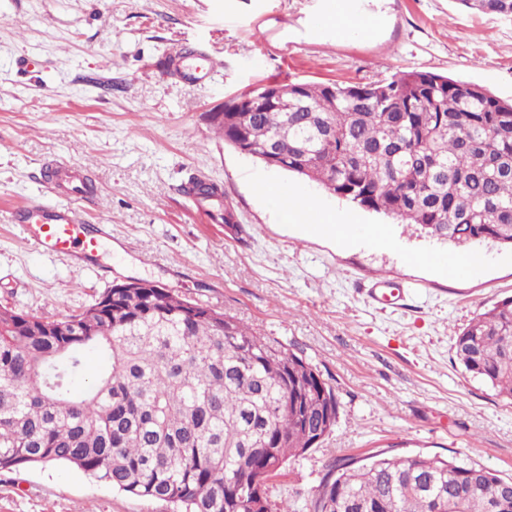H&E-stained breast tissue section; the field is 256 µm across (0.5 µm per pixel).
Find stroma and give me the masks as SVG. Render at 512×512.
<instances>
[{"instance_id": "1", "label": "stroma", "mask_w": 512, "mask_h": 512, "mask_svg": "<svg viewBox=\"0 0 512 512\" xmlns=\"http://www.w3.org/2000/svg\"><path fill=\"white\" fill-rule=\"evenodd\" d=\"M330 0H0V308L51 319L77 314L116 283L146 279L235 316L288 345L336 392V429L289 461L276 494L314 512L330 464L385 450L457 457L512 476V403L457 361L456 336L512 295V250L460 251L390 216L348 204L307 178L226 144L213 115L268 82H387L439 73L512 99V17L457 0H352L378 15L366 36L316 27ZM205 53L196 82L170 58ZM68 162L92 191L89 224L109 225L93 263L42 253L10 213L67 196L46 165ZM219 184L222 202L183 190ZM352 220L354 243L283 223L258 179ZM228 206L234 221L216 220ZM384 230L374 238V227ZM386 303L364 289L377 275ZM0 512H171L64 464L0 472Z\"/></svg>"}]
</instances>
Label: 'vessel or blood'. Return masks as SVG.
Wrapping results in <instances>:
<instances>
[{
    "mask_svg": "<svg viewBox=\"0 0 512 512\" xmlns=\"http://www.w3.org/2000/svg\"><path fill=\"white\" fill-rule=\"evenodd\" d=\"M27 240L46 253L81 263L98 256L103 236L88 224L83 206L76 203H32L13 213Z\"/></svg>",
    "mask_w": 512,
    "mask_h": 512,
    "instance_id": "b4317fda",
    "label": "vessel or blood"
}]
</instances>
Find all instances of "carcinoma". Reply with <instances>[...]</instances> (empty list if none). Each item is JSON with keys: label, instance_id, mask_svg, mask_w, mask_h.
Wrapping results in <instances>:
<instances>
[{"label": "carcinoma", "instance_id": "obj_1", "mask_svg": "<svg viewBox=\"0 0 512 512\" xmlns=\"http://www.w3.org/2000/svg\"><path fill=\"white\" fill-rule=\"evenodd\" d=\"M512 17V0H458ZM224 142L455 247L512 248V102L412 70L283 83L224 103ZM184 192L222 196L193 177ZM92 335H79L82 323ZM106 361L82 390L81 354ZM465 371L512 402V297L458 334ZM339 402L287 345L167 288H110L49 321L0 309V471L62 463L174 512H292L269 480L334 431ZM315 512H512V478L454 458L339 459Z\"/></svg>", "mask_w": 512, "mask_h": 512}]
</instances>
